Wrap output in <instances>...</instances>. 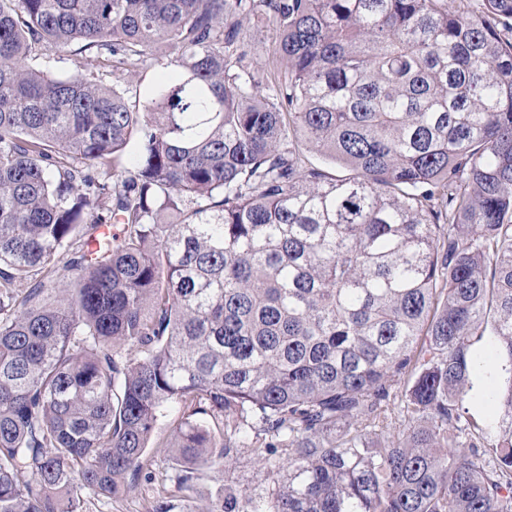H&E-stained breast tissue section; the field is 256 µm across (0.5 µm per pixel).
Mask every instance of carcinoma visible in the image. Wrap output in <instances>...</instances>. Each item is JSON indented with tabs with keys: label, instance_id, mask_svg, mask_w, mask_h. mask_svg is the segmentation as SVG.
Segmentation results:
<instances>
[{
	"label": "carcinoma",
	"instance_id": "1",
	"mask_svg": "<svg viewBox=\"0 0 512 512\" xmlns=\"http://www.w3.org/2000/svg\"><path fill=\"white\" fill-rule=\"evenodd\" d=\"M469 2L0 0V512L117 495L171 409L251 512H512V0ZM246 40L251 49V56L254 65L258 70L257 76L260 80H270L273 78L274 72L271 64V55L275 47L278 35L273 25H265L263 27L249 26ZM76 56H60L54 52L42 55L36 64L43 70L53 75L61 76L71 73L77 63ZM161 76L162 69L158 65H155L136 76L121 81V83L122 87L127 89L128 95L134 100L135 96L142 98L151 90L158 87L161 83ZM486 384L487 381L485 377L482 374H478L475 378L474 388L478 397L468 405L469 414L472 415L479 423L488 426L490 434L494 436L498 430L497 418L495 416L494 409L481 398Z\"/></svg>",
	"mask_w": 512,
	"mask_h": 512
}]
</instances>
